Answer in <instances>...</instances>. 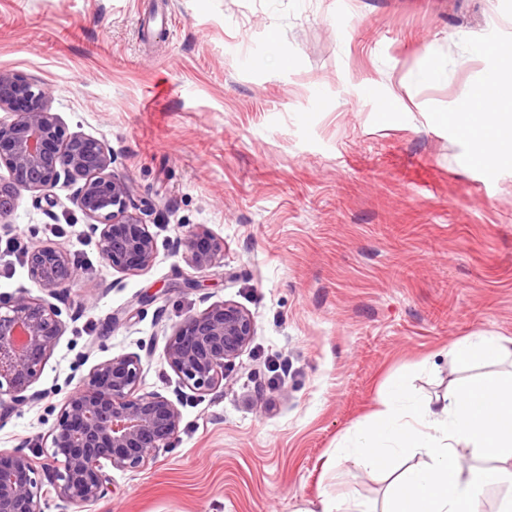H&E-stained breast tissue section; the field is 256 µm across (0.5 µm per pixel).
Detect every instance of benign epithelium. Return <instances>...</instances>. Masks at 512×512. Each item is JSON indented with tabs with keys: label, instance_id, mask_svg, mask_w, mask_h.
Returning <instances> with one entry per match:
<instances>
[{
	"label": "benign epithelium",
	"instance_id": "7a95c632",
	"mask_svg": "<svg viewBox=\"0 0 512 512\" xmlns=\"http://www.w3.org/2000/svg\"><path fill=\"white\" fill-rule=\"evenodd\" d=\"M48 89L0 71V222L13 214L23 190L42 193L71 189L68 200L87 219V233L97 237L103 259L120 271L148 269L157 250L144 212H135L126 180L112 172V150L92 136L70 133L49 109ZM189 262L213 264L224 241L197 227L186 239ZM30 281L54 298L77 277L70 253L55 245L26 251ZM58 307L26 290L0 300V409L29 403L33 384L64 332ZM253 316L241 306L213 304L178 323L163 359L182 383L198 393L221 386L225 364L240 355L254 336ZM141 358L119 355L94 366L63 402L51 432L48 472L56 496L89 505L105 495L117 470L144 467L152 451L166 446L178 431L177 405L159 394L139 393ZM43 481L24 448L0 449V512H45Z\"/></svg>",
	"mask_w": 512,
	"mask_h": 512
}]
</instances>
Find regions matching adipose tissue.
<instances>
[{
  "mask_svg": "<svg viewBox=\"0 0 512 512\" xmlns=\"http://www.w3.org/2000/svg\"><path fill=\"white\" fill-rule=\"evenodd\" d=\"M470 101L485 112L473 129L483 143L479 159L506 156L512 128L492 120L501 96L482 87ZM452 355L464 369L500 363L512 359V339L479 336L459 342ZM415 451L423 461L396 475L384 512H483L485 490L512 483V373L476 375L425 404L396 384L337 459L353 469L375 471Z\"/></svg>",
  "mask_w": 512,
  "mask_h": 512,
  "instance_id": "1",
  "label": "adipose tissue"
}]
</instances>
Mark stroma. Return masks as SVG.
Wrapping results in <instances>:
<instances>
[{
  "label": "stroma",
  "instance_id": "stroma-1",
  "mask_svg": "<svg viewBox=\"0 0 512 512\" xmlns=\"http://www.w3.org/2000/svg\"><path fill=\"white\" fill-rule=\"evenodd\" d=\"M510 41L512 0H0V71L111 147L157 241L149 269L118 271L67 188L52 208L22 192L0 238L61 246L79 276L0 449L52 464L64 400L119 355L181 412L100 501L50 493L45 512H314L341 493L383 512L387 476L337 466V447L393 382L447 394L457 342L512 338V162L473 161L463 113L511 66L481 46ZM201 225L224 242L204 269L185 247ZM224 301L255 333L198 394L162 352Z\"/></svg>",
  "mask_w": 512,
  "mask_h": 512
}]
</instances>
